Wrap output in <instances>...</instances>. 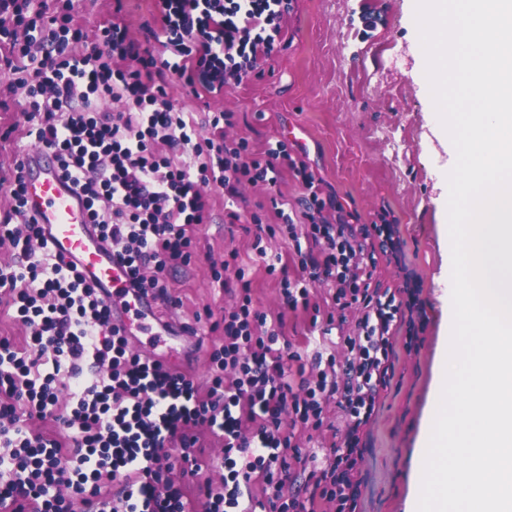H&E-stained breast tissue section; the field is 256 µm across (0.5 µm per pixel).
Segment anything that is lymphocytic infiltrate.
Masks as SVG:
<instances>
[{"label":"lymphocytic infiltrate","mask_w":512,"mask_h":512,"mask_svg":"<svg viewBox=\"0 0 512 512\" xmlns=\"http://www.w3.org/2000/svg\"><path fill=\"white\" fill-rule=\"evenodd\" d=\"M34 2L0 0L11 89L22 96L30 133L84 198L102 242L129 267L131 288L171 302L168 270L191 260L194 232L209 218L206 187L223 190L235 223L241 185L261 184L281 221L255 227L268 271L280 257L262 247L264 235L309 245L297 254L301 274L283 282L285 308L321 310L312 300L321 283L330 297L323 335L349 321L354 329L341 337L344 356L304 361L283 333V315L253 308L243 269L231 280L214 274L238 298L209 327L224 339L209 350L213 374L199 391L186 374L135 352L98 289L46 251L40 225L24 211V168L15 162L0 248L18 259L0 266V304L28 334L21 345L0 336V512H69L68 490L81 495L85 512H193L176 480L202 471L208 433L224 441V475L206 487L205 512H316L319 504L360 512L366 428L390 381L394 328L418 306L414 284L392 289L374 280L379 256L403 261L397 229L325 216L320 180L284 144L256 157L242 142L200 139L193 116L167 93L170 76L211 93L240 84L283 39L291 0H154L160 50L140 49L112 22L80 56L70 50L83 38L72 0L52 11ZM107 98L125 110L102 111ZM285 168L305 189L300 224L277 189ZM64 377L74 381L66 395ZM332 406L343 435L304 497L291 489L309 462L300 439L322 431ZM54 415L67 441L32 431V421ZM172 448L180 451L175 467Z\"/></svg>","instance_id":"f902f5d3"}]
</instances>
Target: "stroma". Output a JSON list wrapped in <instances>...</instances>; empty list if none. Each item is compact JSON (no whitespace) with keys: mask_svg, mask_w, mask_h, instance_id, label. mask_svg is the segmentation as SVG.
Here are the masks:
<instances>
[{"mask_svg":"<svg viewBox=\"0 0 512 512\" xmlns=\"http://www.w3.org/2000/svg\"><path fill=\"white\" fill-rule=\"evenodd\" d=\"M75 24L85 35L71 50L83 54L104 24L112 0H73ZM134 41L155 47L160 23L152 0H124L120 15ZM288 33L261 72L215 95L174 80L169 94L191 112L231 113L224 129L228 141H246L256 155L284 142L309 171L323 181L324 195L337 197L349 223L397 224L404 242L405 267L380 262L381 287H402L413 278L420 289L425 329L419 347L397 346L394 373L369 426L361 471V512H410L421 485L422 440L430 423L437 370L447 342L448 309L440 299L441 282L451 274L447 240L450 156L432 132L435 109L428 93L426 63L418 49L415 0H292ZM12 79L0 66V173L9 174L15 159L37 148L34 138L10 134L26 117L9 100ZM241 221L229 224L224 196L211 195L208 223L196 229L195 254L188 266L170 270L176 314L196 326L194 338L157 343L139 334L145 353L168 354L172 367L205 384L207 352L219 342L210 332L206 311L222 315L234 295L213 288L214 272L223 270L231 251L250 282L254 305L275 309L282 303L281 282L296 276L298 262L282 235L269 238L280 254L275 273L251 249L246 231L252 221L273 223L262 188L241 189Z\"/></svg>","mask_w":512,"mask_h":512,"instance_id":"stroma-1","label":"stroma"}]
</instances>
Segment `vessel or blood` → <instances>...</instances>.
<instances>
[{
  "instance_id": "b4317fda",
  "label": "vessel or blood",
  "mask_w": 512,
  "mask_h": 512,
  "mask_svg": "<svg viewBox=\"0 0 512 512\" xmlns=\"http://www.w3.org/2000/svg\"><path fill=\"white\" fill-rule=\"evenodd\" d=\"M24 163L26 212L41 225L48 249L76 261L87 280L106 289L113 323L129 336L147 321L156 324L155 338L182 336V322L159 320L151 298L131 290L126 265L103 249L83 199L61 176L53 157L38 149Z\"/></svg>"
}]
</instances>
